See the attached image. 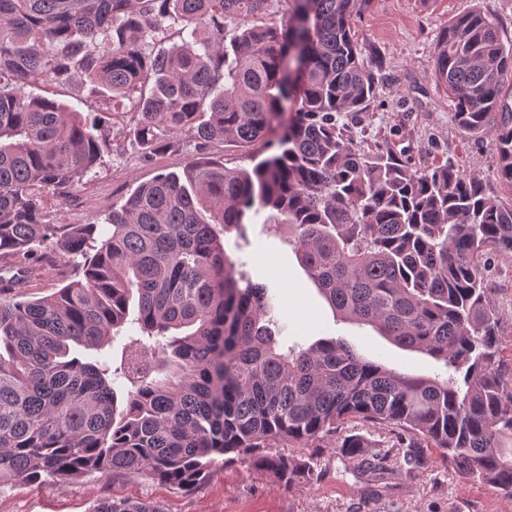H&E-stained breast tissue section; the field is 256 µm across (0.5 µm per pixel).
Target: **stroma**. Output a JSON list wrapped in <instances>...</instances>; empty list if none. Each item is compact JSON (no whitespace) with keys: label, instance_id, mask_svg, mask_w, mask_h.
Segmentation results:
<instances>
[{"label":"stroma","instance_id":"35a3bbf8","mask_svg":"<svg viewBox=\"0 0 512 512\" xmlns=\"http://www.w3.org/2000/svg\"><path fill=\"white\" fill-rule=\"evenodd\" d=\"M470 11L498 23L503 39L512 40V0H364L350 25L365 53L376 55L383 69L360 141L368 147L391 140L420 167L453 163L505 198L512 192L497 180L493 132L460 130L454 103L433 76L440 32ZM110 135L111 156L80 192L67 201L46 197L45 208L56 223H95L101 235H108L104 219L112 207L157 174L181 172L188 160L179 138L172 148L144 159L118 128H111ZM248 235L252 244L239 257L252 279L266 285L284 326V341L307 347L336 338L393 371L447 378L443 362L336 316L280 233L256 219ZM486 274L501 318L500 360L512 369V254H490ZM353 434L364 436L371 452L385 457V473L366 471L340 453L338 443ZM401 437L399 429L347 419L333 436L290 448V455L316 462L320 475L316 482L288 488L271 472L243 466L217 470L205 486L186 493L140 476L92 474L39 485L1 484L0 512H91L99 500L113 495L157 503L163 512H512V492L462 477L442 449H428L426 468L403 469Z\"/></svg>","mask_w":512,"mask_h":512}]
</instances>
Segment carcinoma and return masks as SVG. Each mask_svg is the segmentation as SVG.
I'll list each match as a JSON object with an SVG mask.
<instances>
[{"label":"carcinoma","instance_id":"1","mask_svg":"<svg viewBox=\"0 0 512 512\" xmlns=\"http://www.w3.org/2000/svg\"><path fill=\"white\" fill-rule=\"evenodd\" d=\"M272 2L0 0V483L112 473L190 492L219 463L289 487L318 479L313 461L270 449L361 418L410 436L409 470L444 448L461 476L512 490V380L486 278L490 252L512 253V199L450 162L420 169L357 142L346 117L376 95L349 25L361 0H290L281 21ZM433 61L457 125L495 129L512 191V47L472 11L441 32ZM44 81L86 87L102 107L85 116L26 91ZM127 101L143 154L186 137L183 171L138 185L105 239L94 223H51L45 197L81 190ZM217 141L268 155L231 169L209 156ZM262 211L343 319L453 374H401L335 339L277 350L266 287L224 243L250 246L245 224ZM53 256L63 286L27 297ZM129 325L138 336L114 369L108 349ZM367 447L338 444L381 470ZM92 512L163 510L112 497Z\"/></svg>","mask_w":512,"mask_h":512}]
</instances>
